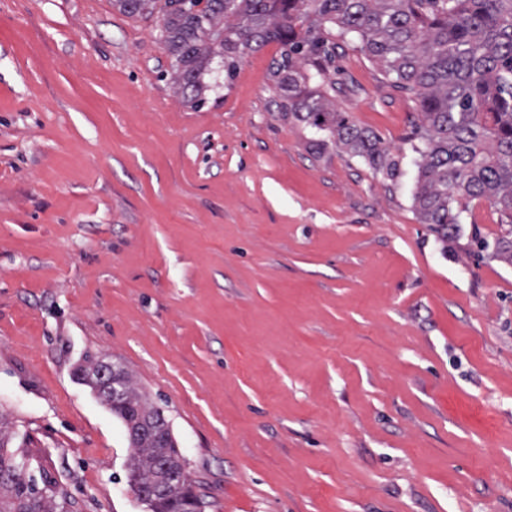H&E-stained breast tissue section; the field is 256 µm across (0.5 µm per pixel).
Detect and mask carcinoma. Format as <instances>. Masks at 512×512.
Returning a JSON list of instances; mask_svg holds the SVG:
<instances>
[{
  "label": "carcinoma",
  "mask_w": 512,
  "mask_h": 512,
  "mask_svg": "<svg viewBox=\"0 0 512 512\" xmlns=\"http://www.w3.org/2000/svg\"><path fill=\"white\" fill-rule=\"evenodd\" d=\"M130 15L161 16L162 37L174 59L173 81L198 108L205 93L224 88L238 63L267 42L283 44L271 78L279 111L303 122L319 152L329 145L365 158L396 184L402 157L356 126L328 99L336 82L332 37L354 41L381 61L386 75L412 91L421 117L411 136L415 164L412 207L422 224L446 241L467 223L470 202L484 199L512 227V0H112ZM473 255L512 262V230L494 242L472 230ZM89 359L82 379L125 425L130 454L127 485L140 498L157 468V443L139 431L167 424L122 367V397L100 390ZM11 421L0 412V512H70L72 502L50 485L19 474L24 462L8 448ZM148 512H193L204 502L184 481L164 485L144 502Z\"/></svg>",
  "instance_id": "1"
}]
</instances>
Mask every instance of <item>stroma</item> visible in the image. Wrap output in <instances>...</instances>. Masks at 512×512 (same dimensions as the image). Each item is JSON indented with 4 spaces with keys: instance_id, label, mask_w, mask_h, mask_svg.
<instances>
[{
    "instance_id": "1",
    "label": "stroma",
    "mask_w": 512,
    "mask_h": 512,
    "mask_svg": "<svg viewBox=\"0 0 512 512\" xmlns=\"http://www.w3.org/2000/svg\"><path fill=\"white\" fill-rule=\"evenodd\" d=\"M243 58L194 109L158 16L0 0V410L74 512H144L74 376L121 365L204 512H512V263L442 243L362 157L309 148ZM331 100L409 153L414 96L337 42Z\"/></svg>"
}]
</instances>
